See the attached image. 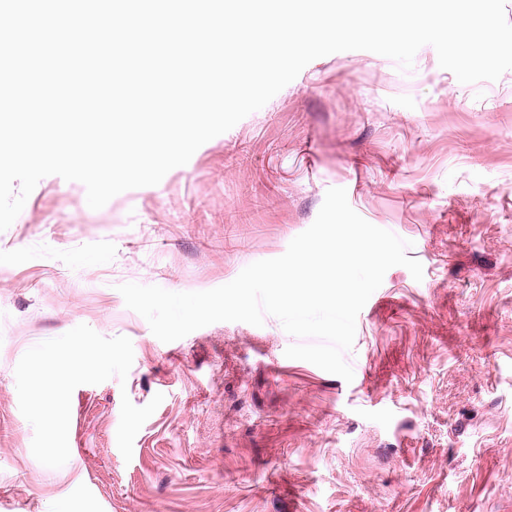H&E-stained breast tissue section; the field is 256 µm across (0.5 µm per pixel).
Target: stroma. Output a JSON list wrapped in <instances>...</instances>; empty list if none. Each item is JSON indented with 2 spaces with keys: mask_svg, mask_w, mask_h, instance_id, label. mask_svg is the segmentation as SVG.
Segmentation results:
<instances>
[{
  "mask_svg": "<svg viewBox=\"0 0 512 512\" xmlns=\"http://www.w3.org/2000/svg\"><path fill=\"white\" fill-rule=\"evenodd\" d=\"M333 187L423 266L359 313L352 381L287 358L272 316L164 343L127 308L120 284L205 291L283 255ZM80 324L134 361L74 390L49 468L15 368ZM158 393L124 460L122 398ZM0 512H512V70L463 84L429 45L407 72L333 53L158 185L93 210L43 178L0 232Z\"/></svg>",
  "mask_w": 512,
  "mask_h": 512,
  "instance_id": "1",
  "label": "stroma"
}]
</instances>
